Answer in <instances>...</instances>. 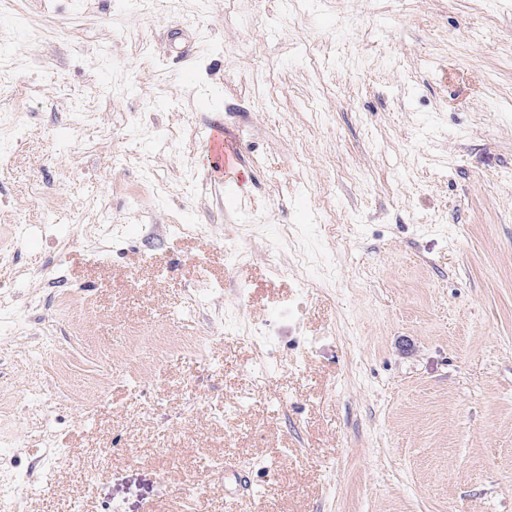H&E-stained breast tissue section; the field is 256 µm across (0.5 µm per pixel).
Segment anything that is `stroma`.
Masks as SVG:
<instances>
[{"label":"stroma","instance_id":"35a3bbf8","mask_svg":"<svg viewBox=\"0 0 512 512\" xmlns=\"http://www.w3.org/2000/svg\"><path fill=\"white\" fill-rule=\"evenodd\" d=\"M5 112L27 512H512V0H14ZM206 140L209 143L215 155L214 164L218 166V170L222 171L224 165L227 164L228 158L224 151V127L221 125H213L206 133Z\"/></svg>","mask_w":512,"mask_h":512}]
</instances>
